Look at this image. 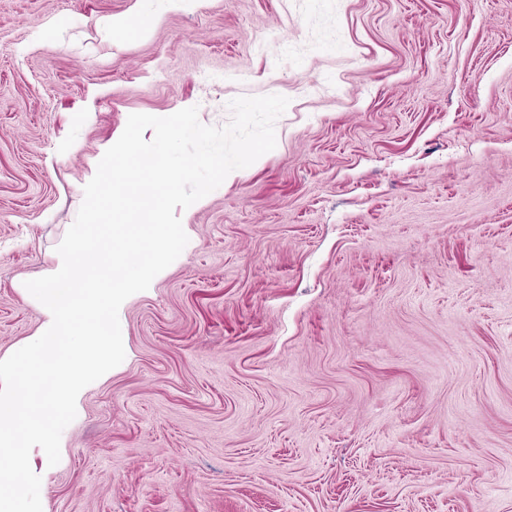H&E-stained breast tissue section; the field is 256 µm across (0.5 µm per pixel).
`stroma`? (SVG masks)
<instances>
[{"mask_svg":"<svg viewBox=\"0 0 512 512\" xmlns=\"http://www.w3.org/2000/svg\"><path fill=\"white\" fill-rule=\"evenodd\" d=\"M267 94L42 512H512V0H0V357L129 115Z\"/></svg>","mask_w":512,"mask_h":512,"instance_id":"obj_1","label":"stroma"}]
</instances>
